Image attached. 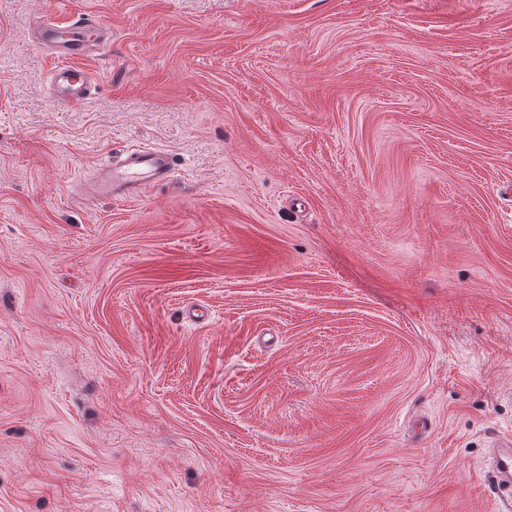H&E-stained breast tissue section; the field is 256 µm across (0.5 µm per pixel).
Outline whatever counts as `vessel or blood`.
<instances>
[{"label":"vessel or blood","mask_w":512,"mask_h":512,"mask_svg":"<svg viewBox=\"0 0 512 512\" xmlns=\"http://www.w3.org/2000/svg\"><path fill=\"white\" fill-rule=\"evenodd\" d=\"M34 28L55 59L49 73L52 100L65 108L79 107L95 89L94 76L81 61L94 46L104 43L103 30L84 14L65 23L40 18ZM174 167L173 155L161 148H142L117 158L108 156L96 165L89 189L92 195L107 199L135 197L147 186L167 182ZM491 456L487 471L491 512H512V439H493Z\"/></svg>","instance_id":"vessel-or-blood-1"}]
</instances>
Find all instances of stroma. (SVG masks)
Wrapping results in <instances>:
<instances>
[{
	"mask_svg": "<svg viewBox=\"0 0 512 512\" xmlns=\"http://www.w3.org/2000/svg\"><path fill=\"white\" fill-rule=\"evenodd\" d=\"M508 182L512 0H0V512H489ZM33 25L41 43L56 60L49 73L52 100L65 108L79 107L95 90L93 74L79 62L94 46L105 42L103 30L84 14L66 23L40 18ZM174 156L161 148H142L119 158L107 156L95 167L92 195L121 200L138 196L148 185L167 182L173 175Z\"/></svg>",
	"mask_w": 512,
	"mask_h": 512,
	"instance_id": "1",
	"label": "stroma"
}]
</instances>
